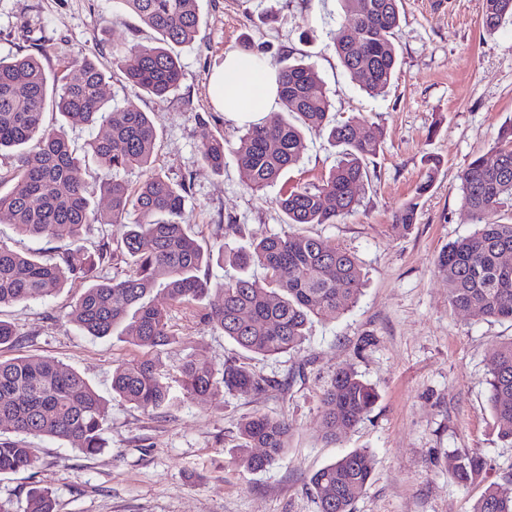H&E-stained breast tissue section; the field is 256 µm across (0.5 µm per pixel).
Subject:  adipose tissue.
<instances>
[{
  "mask_svg": "<svg viewBox=\"0 0 512 512\" xmlns=\"http://www.w3.org/2000/svg\"><path fill=\"white\" fill-rule=\"evenodd\" d=\"M209 91L219 111L248 123L261 121L278 103L275 71L237 51L225 52L223 64L210 76Z\"/></svg>",
  "mask_w": 512,
  "mask_h": 512,
  "instance_id": "ef3b65f1",
  "label": "adipose tissue"
}]
</instances>
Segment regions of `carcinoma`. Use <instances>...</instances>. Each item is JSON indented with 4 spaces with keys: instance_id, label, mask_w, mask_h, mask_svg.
Here are the masks:
<instances>
[{
    "instance_id": "cac0c4a2",
    "label": "carcinoma",
    "mask_w": 512,
    "mask_h": 512,
    "mask_svg": "<svg viewBox=\"0 0 512 512\" xmlns=\"http://www.w3.org/2000/svg\"><path fill=\"white\" fill-rule=\"evenodd\" d=\"M344 21L334 33L342 66L358 77L366 92L379 95L397 66L394 44L402 0H342ZM157 33L154 46L133 45L129 57L114 63L127 82L145 94L164 97L180 83L182 70L172 46L194 41L200 18L197 0H116ZM482 25L489 32L512 18V0H478ZM45 51L0 58V152L14 150L13 186L0 193V219L25 237L67 240L76 249L54 260L23 254L0 241V308L29 298L49 297L72 281L86 284L69 313L70 321L89 336L106 337L122 325L141 353L112 373V392L142 410L174 404L160 373L161 355L179 342L168 310L150 299L156 285L168 301L192 305L212 291L204 275L213 261L228 260L240 275L219 285L221 303L203 314L205 325L221 331L241 348L264 357L300 348L314 318L339 316L361 294V272L347 249L322 238L285 233L252 241L247 248L203 249L188 230L189 187L151 169L158 132L149 113L134 102L120 110L102 93L112 74L87 54L63 61L60 74L49 77L41 63ZM279 104L287 118L249 125L235 159L247 189L257 193L295 165L304 149L302 129L327 134L338 161L322 185L300 187L277 200L287 224H334L358 205L356 191L368 177L367 162L380 149L382 133H359L354 119L342 120L315 67L302 62L276 70ZM52 108L63 118L44 126ZM103 126L105 134L89 139L85 155L95 159V178L109 199L107 211L92 205L85 187L84 159L72 148L65 126ZM202 161L224 171V138L210 134L199 146ZM141 169L145 178L132 188L119 174ZM436 169L420 183L412 199L396 213L405 231L416 221L418 199L433 185ZM464 205L476 231L450 244L437 259L448 281V305L454 311H478L512 321V131L501 136L495 160L473 159L459 175ZM121 242L99 245L75 258L89 224H123ZM130 271L120 279L101 276L118 259ZM187 398L241 395L266 391L269 380L248 368L226 363L216 368L189 354L180 365ZM489 402L498 418L499 439L512 445V338L496 350L487 368ZM375 389L351 369L336 373L324 392L322 436L355 427L376 402ZM103 398L78 372L49 356L0 360V474L35 467L33 449L22 436L74 441L84 455L106 447ZM242 443L236 462L249 472L268 469L288 448V423L256 414L239 427ZM252 448L264 449L255 455ZM374 469L372 454L355 449L317 470L311 484L319 512H351ZM486 461L470 454L455 457L453 475L461 483H486L472 512H512V476L486 482ZM24 512H56L52 493L36 485L26 493Z\"/></svg>"
}]
</instances>
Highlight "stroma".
<instances>
[{
  "label": "stroma",
  "instance_id": "1",
  "mask_svg": "<svg viewBox=\"0 0 512 512\" xmlns=\"http://www.w3.org/2000/svg\"><path fill=\"white\" fill-rule=\"evenodd\" d=\"M197 4L198 35L175 49L178 89L153 98L115 78L106 96L113 107L132 101L151 114L159 134L153 168L189 181L190 232L201 244L234 248L287 231L328 239L358 258L362 294L339 317L313 321L299 350L268 358L203 327L200 317L220 303L218 294L190 309L170 307L181 342L164 355L163 372L178 400L157 411L112 392L113 369L139 352L132 339L96 338L70 322L83 283L0 308V318L17 332L14 346L0 348V359L51 356L81 373L108 408L99 454L84 455L49 437L31 439L37 466L0 475V507L23 512L36 484L52 491L57 512H318L311 475L365 449L374 470L353 512H471L482 488L453 478L454 454L486 458L490 479L512 474V446L497 435L486 384L487 364L512 337V322L452 311L436 259L475 229L461 199V171L476 157L493 159L499 134L512 126V21L489 33L477 0H402L399 65L387 92L372 97L336 56L331 32L343 15L340 0ZM246 36L271 43L286 59L314 64L339 117L383 133L358 206L336 223L289 225L274 204L286 190L320 185L335 166L336 151L322 132L308 131L299 162L260 193L242 182L234 151L244 125L215 109L209 77ZM155 38L112 0H0V56L45 44L41 62L51 74L80 53L111 66L131 45ZM209 133L224 137L220 173L198 151ZM432 157L441 161L434 175ZM429 177L432 189L416 197V186ZM414 197L415 224L395 229V212ZM190 352L218 368L236 362L273 385L257 395L183 398L179 366ZM342 368L371 384L377 400L333 444L321 436L322 397ZM257 413L285 419L290 435L283 456L253 474L234 458L241 421Z\"/></svg>",
  "mask_w": 512,
  "mask_h": 512
}]
</instances>
